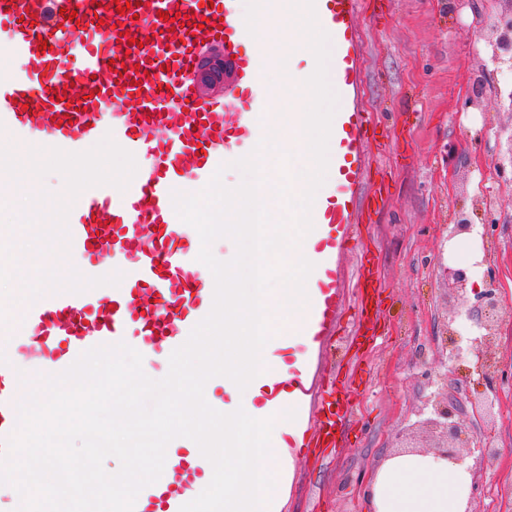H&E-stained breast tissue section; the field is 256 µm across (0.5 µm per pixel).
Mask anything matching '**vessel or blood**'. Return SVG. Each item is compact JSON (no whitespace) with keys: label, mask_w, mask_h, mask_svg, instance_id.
I'll return each mask as SVG.
<instances>
[{"label":"vessel or blood","mask_w":512,"mask_h":512,"mask_svg":"<svg viewBox=\"0 0 512 512\" xmlns=\"http://www.w3.org/2000/svg\"><path fill=\"white\" fill-rule=\"evenodd\" d=\"M361 4L314 0L335 56L336 180L311 210L313 302L299 331L305 348L276 344L287 376L267 379L258 402L295 410L283 436L288 448L343 443L348 408L337 404L336 376L320 371L317 357L334 344L346 284L361 291L378 285L374 262L358 241L363 158L377 135L359 104ZM163 11L206 24H170L160 19ZM243 26L237 0H139L128 16L118 14L113 0H0V144L83 152L109 135L137 163L126 190L86 189L67 219L70 252L86 260L82 274L119 271L120 283L44 295L25 307L20 331L0 337V442L16 425L20 371L56 374L82 352L120 341L166 359L211 311L215 282L197 260L199 235L178 218L172 193L202 190L221 163L234 161L240 147L280 121L259 94L280 49L262 38L242 48ZM126 33L138 47L123 42ZM218 45L235 82L224 95L210 96L199 89L198 67ZM15 59L21 68L12 67ZM113 61L125 63L123 73L110 71ZM348 253L357 256L353 278L340 263ZM209 482L202 454L167 451L160 478L139 492L133 512H180Z\"/></svg>","instance_id":"b4317fda"}]
</instances>
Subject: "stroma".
Masks as SVG:
<instances>
[{"instance_id": "1", "label": "stroma", "mask_w": 512, "mask_h": 512, "mask_svg": "<svg viewBox=\"0 0 512 512\" xmlns=\"http://www.w3.org/2000/svg\"><path fill=\"white\" fill-rule=\"evenodd\" d=\"M386 18L374 19V0H363L362 101L378 122L368 158L369 187L384 186L385 209L369 208L361 226L365 246L380 251L377 346L345 344L321 353L322 369L359 360L354 381L358 407L343 448L303 453L284 512H365L359 480L395 455L400 431L415 421L425 375L445 371L437 357L448 316L440 262L474 269L476 290L493 280L504 300L502 334L490 346L497 361L512 364V183L497 179L493 161L512 133V112L496 88L512 85V71L490 59L483 34L486 15L454 0H388ZM486 96L480 109L466 107L473 80ZM499 198L501 222L488 237L449 238L456 210L474 212L478 191ZM501 410L478 427L474 441L493 438L494 465H478L479 486L470 512H512V384L500 387Z\"/></svg>"}]
</instances>
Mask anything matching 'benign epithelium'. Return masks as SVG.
<instances>
[{
    "label": "benign epithelium",
    "instance_id": "7a95c632",
    "mask_svg": "<svg viewBox=\"0 0 512 512\" xmlns=\"http://www.w3.org/2000/svg\"><path fill=\"white\" fill-rule=\"evenodd\" d=\"M494 20L488 27L486 43L491 48L492 61L500 64L508 61L512 53V0H495ZM476 225L468 216L460 212L455 224L448 232V238L460 234H472ZM448 274L447 303L452 305L453 312L448 318V339L445 350V362L448 368L465 359H470L471 372L488 381L494 378L512 380V372L495 375V366L488 356L487 346L495 337L498 316L502 309L497 288L488 284L475 303H470L467 284L468 271L450 268ZM497 392L494 385L478 400L464 402L451 390L444 386L430 393L422 400L419 415L421 418L410 424L406 435L410 436L417 430L431 433L437 440V453L453 463L463 460L460 449L473 448L479 453L481 464L492 463L498 449L487 445L471 446V433L475 427L495 418Z\"/></svg>",
    "mask_w": 512,
    "mask_h": 512
}]
</instances>
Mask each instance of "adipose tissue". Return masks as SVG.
<instances>
[{"instance_id": "obj_1", "label": "adipose tissue", "mask_w": 512, "mask_h": 512, "mask_svg": "<svg viewBox=\"0 0 512 512\" xmlns=\"http://www.w3.org/2000/svg\"><path fill=\"white\" fill-rule=\"evenodd\" d=\"M474 481L467 463L428 451L387 458L364 489L368 512H465Z\"/></svg>"}]
</instances>
